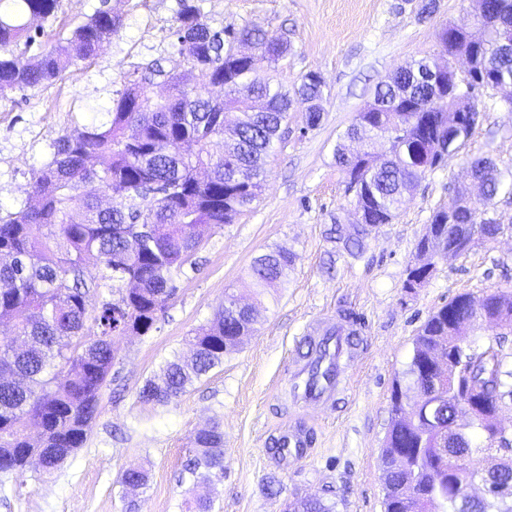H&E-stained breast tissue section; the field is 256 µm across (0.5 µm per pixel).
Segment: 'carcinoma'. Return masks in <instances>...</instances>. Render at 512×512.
Masks as SVG:
<instances>
[{"mask_svg": "<svg viewBox=\"0 0 512 512\" xmlns=\"http://www.w3.org/2000/svg\"><path fill=\"white\" fill-rule=\"evenodd\" d=\"M61 0H0V97L16 88H37L60 79L79 61L95 55L123 26V16L99 9L70 36L48 35L36 42L30 21L57 18ZM200 0H180L175 34L186 52L188 73L168 74L155 61L128 81L112 101L104 122L75 124L58 138L53 158L32 172L30 202L0 212V323L11 336L0 341V473L24 468L28 453L52 472L83 447L99 413L100 393L115 361L114 339L140 325L148 333L177 280L201 245L207 228L234 223L258 196L264 161L284 140L283 125L293 105H307L306 126H319L325 83L309 71L286 89L258 73L253 57L235 50L252 44L271 63L291 45L283 35L261 28L225 27L200 21ZM483 36L466 24H450L438 34L444 52L476 58L486 79H473L476 91L512 88V0H483L474 16ZM24 45L15 53L11 46ZM37 52L29 54L32 46ZM436 57L414 60L391 80L376 85L374 99L340 135L336 167L353 194L356 219H331L328 238L351 256L360 253L367 224H390L405 194L427 172L443 166L465 146L483 119L464 84L438 87L429 82ZM163 78L166 92L153 97L147 85ZM222 89L202 95L198 87ZM232 126L224 127V116ZM392 134L386 153L355 156L347 141L365 130ZM227 141L224 154L208 150L213 139ZM468 174L481 185L486 210L479 213L469 188L433 212L416 246L448 243L465 225L470 245L488 244L512 224L489 215L500 196L512 199V167L488 157L470 161ZM96 181L110 203L82 192ZM293 254L272 249L251 263L257 288H276L288 277ZM98 276L86 278L89 268ZM427 264L407 269L404 287L427 283ZM92 296L99 298L91 305ZM239 301L227 292L208 324L190 339L195 353L165 362L145 380L139 399L167 405L224 363L254 332L253 307L233 315ZM490 330L482 342H457ZM448 358L440 403L429 417L410 421L399 399L418 389L417 370L435 350ZM407 385L393 384L391 418L382 456L386 466L385 512H512V465L486 470L470 459L501 452L492 438L502 425L496 407L512 403V291L495 290L476 300L456 296L434 311L418 330L404 373ZM489 402L495 412H479L458 425L453 386ZM29 427L40 429L32 442ZM408 456L416 470L394 471L396 457ZM185 471L194 482L224 477V430L218 421L199 430ZM118 482L131 491L148 486L139 467L121 472ZM286 512H333L321 498H304Z\"/></svg>", "mask_w": 512, "mask_h": 512, "instance_id": "cac0c4a2", "label": "carcinoma"}]
</instances>
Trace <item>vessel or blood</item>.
<instances>
[{"label":"vessel or blood","instance_id":"vessel-or-blood-1","mask_svg":"<svg viewBox=\"0 0 512 512\" xmlns=\"http://www.w3.org/2000/svg\"><path fill=\"white\" fill-rule=\"evenodd\" d=\"M353 324L340 319L327 324L322 329V338L332 346L331 363L334 377L322 385H315L311 380L312 362L302 359L292 364L289 379V393L296 404L312 408L335 406L337 398L346 388V372L360 357L359 351L351 342ZM312 443L311 433L305 426L297 425L279 434V445L283 458H300L305 456Z\"/></svg>","mask_w":512,"mask_h":512}]
</instances>
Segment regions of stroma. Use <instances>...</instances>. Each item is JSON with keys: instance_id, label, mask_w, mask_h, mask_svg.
<instances>
[{"instance_id": "1", "label": "stroma", "mask_w": 512, "mask_h": 512, "mask_svg": "<svg viewBox=\"0 0 512 512\" xmlns=\"http://www.w3.org/2000/svg\"><path fill=\"white\" fill-rule=\"evenodd\" d=\"M420 2L204 0L201 20L213 29L255 25L287 35L291 50L273 77L289 87L319 72L325 82L321 123L306 129L303 108L291 112L288 140L267 158L259 198L235 223L205 235L149 333L116 339L115 373L101 390L85 445L50 475L35 462L0 473V512H127L132 498L118 476L132 465L149 472L148 487L132 499L138 512H184L186 490L193 487L184 466L196 433L215 420L224 428V476L193 487L212 500L213 512H283L285 501L308 496L323 498L334 512H384L381 449L391 390L407 368L419 327L458 294L479 298L512 290L510 236L433 258L424 287L404 286L433 211L469 179L466 159L512 163V112L495 96L479 97L486 116L465 147L419 180L399 217L374 227L359 256L338 251L325 236L331 217L355 220L333 159L338 135L379 81L411 60L440 54L439 29L469 19L477 8L475 0H435L434 13L424 18ZM105 6L124 22L92 60L70 67L51 85L0 97V208L26 203L32 171L51 160L72 117L102 119L138 66L158 58L166 70L188 69L173 34L179 0H62V15L72 29ZM271 247L291 252L294 264L281 289L257 296L249 267ZM228 288L256 304L254 335L177 401L143 404L139 390L146 378L173 355L189 356L186 336L212 319ZM344 310L360 319L362 361L337 407L303 413L288 398V364L306 353L316 324ZM295 423L310 429L314 442L284 468L276 437Z\"/></svg>"}]
</instances>
